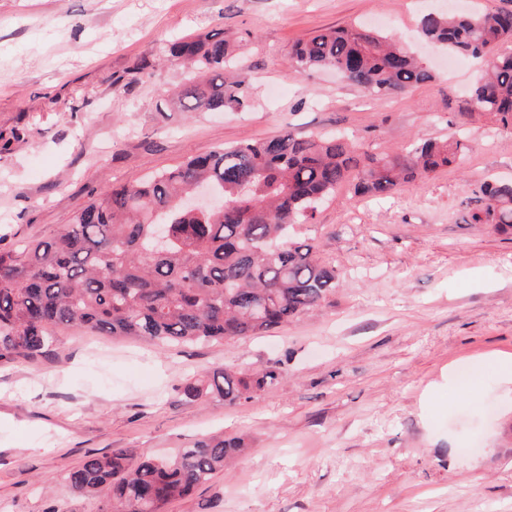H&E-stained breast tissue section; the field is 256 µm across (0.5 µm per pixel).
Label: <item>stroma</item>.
<instances>
[{"mask_svg":"<svg viewBox=\"0 0 512 512\" xmlns=\"http://www.w3.org/2000/svg\"><path fill=\"white\" fill-rule=\"evenodd\" d=\"M512 0H0V232L45 239L113 183L291 128L340 132L377 154L462 134V163L387 199L341 188L296 239L340 275L325 303L263 336L158 349L65 330L30 363L0 364V512H98L64 477L129 448L172 457L201 439L242 454L167 512H512V231L461 220L466 190L512 181V129L467 118L480 76L417 36L423 12ZM382 27L432 71L372 96L330 69L297 72L315 32ZM224 32L251 106L184 112L161 97L188 74L165 45ZM146 72H139L140 64ZM280 365L252 399H186L209 381ZM477 370L474 391L448 369Z\"/></svg>","mask_w":512,"mask_h":512,"instance_id":"35a3bbf8","label":"stroma"}]
</instances>
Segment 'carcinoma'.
<instances>
[{
  "label": "carcinoma",
  "instance_id": "carcinoma-1",
  "mask_svg": "<svg viewBox=\"0 0 512 512\" xmlns=\"http://www.w3.org/2000/svg\"><path fill=\"white\" fill-rule=\"evenodd\" d=\"M419 32L458 56L487 61L468 97L472 113L512 128V9L429 12ZM165 52L195 77L176 93L181 110L222 112L249 106L251 85L232 66L220 33L180 39ZM301 73L331 68L370 94L403 93L431 78L406 48L375 29L321 30L292 48ZM460 138L419 142L402 155L373 154L340 135L285 129L254 142L224 146L147 180L104 190L56 235L19 248L0 242V363L34 359L57 330L139 336L158 345L260 336L320 307L338 283L318 263L316 246L289 234L349 184L354 193L389 198L403 186L460 161ZM201 184L219 190L224 207L191 214L181 207ZM466 224L512 230V182L486 183L462 201ZM280 376L269 368L247 377L226 366L207 386L183 387L195 401L218 394L248 400ZM240 451L238 443L203 440L173 459L138 458L119 448L91 455L69 472L72 492L106 494L101 512H165L190 496Z\"/></svg>",
  "mask_w": 512,
  "mask_h": 512
}]
</instances>
